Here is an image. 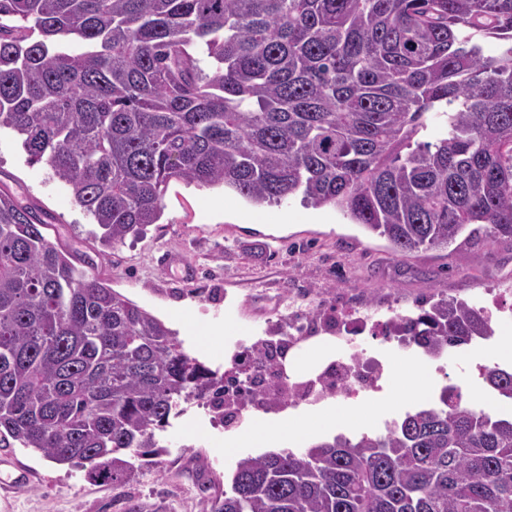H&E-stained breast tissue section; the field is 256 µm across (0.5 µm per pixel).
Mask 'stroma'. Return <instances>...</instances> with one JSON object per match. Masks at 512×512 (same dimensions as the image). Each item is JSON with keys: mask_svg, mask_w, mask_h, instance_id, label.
<instances>
[{"mask_svg": "<svg viewBox=\"0 0 512 512\" xmlns=\"http://www.w3.org/2000/svg\"><path fill=\"white\" fill-rule=\"evenodd\" d=\"M46 214V236L86 253L106 285L175 331L185 351L214 370L224 355L270 335L282 315L309 312L342 298L387 318L412 311L422 298H456L482 306L496 301L512 310V241L428 249L408 257L368 234L333 207L304 208L299 198L255 205L236 192L171 181L164 214L138 238L102 251L96 227L70 189L50 179L43 163H30L20 139L0 130V188ZM307 220H294L299 210ZM288 221H281V214ZM184 256L192 277L166 268L168 255ZM367 355L387 357L382 378L391 398L376 407L371 394L354 401L363 431L382 432L386 421L438 402L446 384L463 380L473 398L485 397L475 363H497L485 341L434 360L421 348L393 350L383 337L364 335ZM415 366L405 383L399 371ZM281 413L256 411L227 428L208 409L189 404L165 432L167 454L114 489L84 471L57 464L30 448H0V512H124L128 499L163 501L168 512H204L207 500L229 485L244 448L224 440L265 429L277 433Z\"/></svg>", "mask_w": 512, "mask_h": 512, "instance_id": "stroma-1", "label": "stroma"}]
</instances>
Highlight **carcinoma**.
I'll use <instances>...</instances> for the list:
<instances>
[{
  "instance_id": "carcinoma-1",
  "label": "carcinoma",
  "mask_w": 512,
  "mask_h": 512,
  "mask_svg": "<svg viewBox=\"0 0 512 512\" xmlns=\"http://www.w3.org/2000/svg\"><path fill=\"white\" fill-rule=\"evenodd\" d=\"M2 127L101 256L173 179L332 205L400 256L512 240V0H0ZM44 226L0 190V448L121 487L182 404L224 419V376ZM389 332L430 356L494 334L458 299ZM482 378L512 402V370ZM208 512H512V416L449 384L383 433L242 458Z\"/></svg>"
}]
</instances>
